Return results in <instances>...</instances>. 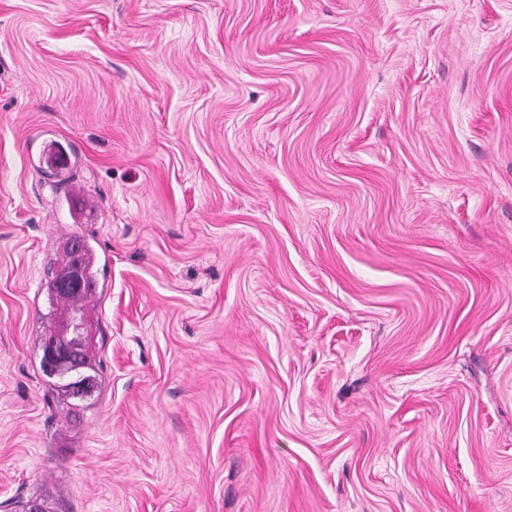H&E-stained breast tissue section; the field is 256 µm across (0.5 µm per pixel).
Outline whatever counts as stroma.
<instances>
[{"label": "stroma", "instance_id": "stroma-1", "mask_svg": "<svg viewBox=\"0 0 512 512\" xmlns=\"http://www.w3.org/2000/svg\"><path fill=\"white\" fill-rule=\"evenodd\" d=\"M71 233L106 277L68 423ZM42 494L512 512V0H0V512ZM71 241H79L81 243V252L79 258L81 259V262L83 264L84 276L85 279H88L93 286L92 288L83 289V295L78 302H84L85 300H87L88 295H92L98 286V270L95 267V258L92 246L86 240L80 237L70 236L62 244V258H60L59 261L57 262V265L53 267L54 269L55 267L67 265L63 268L57 269L55 273V278L61 286V291L64 293H59L56 291V285L54 277L52 276V272L51 276H49V279L46 281L47 296L51 306H54L55 303L58 306L59 302L62 299H75L78 295L82 293H67L79 290L81 287L84 286L85 283L82 276L80 262L78 260H75L71 264H69L71 260H66L68 256H71V252L68 249V245ZM77 303L71 304L67 308L72 309L80 313L82 316L86 317V324L82 329L83 344L81 350L80 365L82 366L81 371H83L86 375H90L93 378L96 387V394L92 380L88 378L85 374L76 375L70 382V388L75 393L77 398H90L93 397L94 394L96 396L100 394V391L103 386V377L101 374L100 363L99 361L97 363L96 355L92 351L95 336H92L91 326L89 325V321L87 318V312L83 304ZM72 310L61 308V310L57 312L61 325H63L68 330L72 326L78 325V323H80L79 315ZM64 330H54L50 331L49 334H45L42 336L40 340V348L42 351L43 343H44V359L43 355L40 360V368L43 375L48 379L47 383L49 385L48 389L53 395L56 396V399L59 402L65 404L68 408L67 418L72 414L75 409H87L94 405V403L83 404L80 403L69 390L68 385L66 384V376L63 375L62 372L57 373V369L60 366H75L74 362L76 357L79 354V342L82 336H75V339L71 343L61 344L55 337L51 336H63ZM48 336V337H47ZM46 338V339H45ZM45 340V342H44ZM45 363L50 370H54L55 376H51L46 372Z\"/></svg>", "mask_w": 512, "mask_h": 512}]
</instances>
